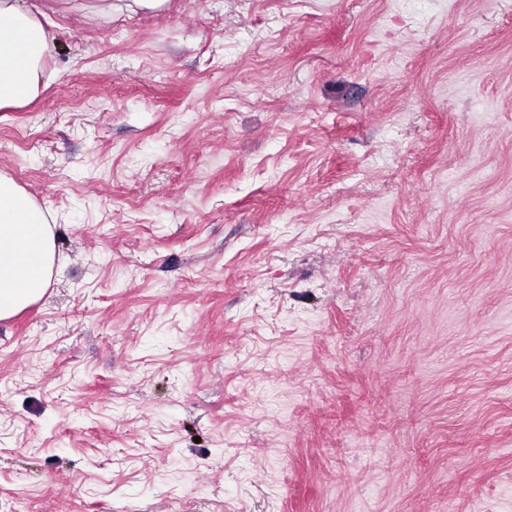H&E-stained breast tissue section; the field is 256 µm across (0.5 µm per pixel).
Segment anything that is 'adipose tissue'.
I'll use <instances>...</instances> for the list:
<instances>
[{
	"label": "adipose tissue",
	"instance_id": "ef3b65f1",
	"mask_svg": "<svg viewBox=\"0 0 512 512\" xmlns=\"http://www.w3.org/2000/svg\"><path fill=\"white\" fill-rule=\"evenodd\" d=\"M51 34L27 0H0V110L39 93ZM56 240L46 212L0 174V320L42 298L50 285Z\"/></svg>",
	"mask_w": 512,
	"mask_h": 512
}]
</instances>
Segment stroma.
I'll list each match as a JSON object with an SVG mask.
<instances>
[{
	"instance_id": "stroma-1",
	"label": "stroma",
	"mask_w": 512,
	"mask_h": 512,
	"mask_svg": "<svg viewBox=\"0 0 512 512\" xmlns=\"http://www.w3.org/2000/svg\"><path fill=\"white\" fill-rule=\"evenodd\" d=\"M34 2L0 512H512V0ZM46 212L0 174V320L37 302L49 288L56 240Z\"/></svg>"
}]
</instances>
